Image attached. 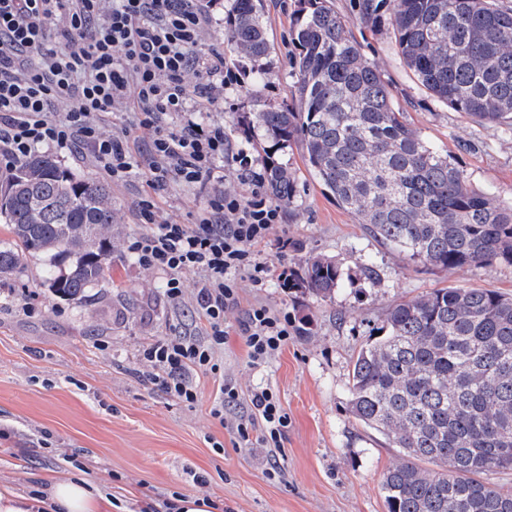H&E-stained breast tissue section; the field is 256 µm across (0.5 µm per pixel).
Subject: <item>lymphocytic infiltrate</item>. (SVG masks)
Listing matches in <instances>:
<instances>
[{
	"mask_svg": "<svg viewBox=\"0 0 512 512\" xmlns=\"http://www.w3.org/2000/svg\"><path fill=\"white\" fill-rule=\"evenodd\" d=\"M211 23L197 0H112L108 9L103 0H0V168L12 169L43 148L70 155L85 150L103 177L122 183L138 165L131 139L140 130L152 135L138 202L149 230L127 250L141 266L166 274L172 301L184 298V275L197 274L204 325L199 334L147 345L145 380L190 404L199 395L191 371L219 369L216 355L230 332L225 314L239 303L235 273L250 272L262 285L268 268L259 249L283 220L251 153L234 147L223 122L202 115L206 108L223 111L225 88L239 80L220 49L206 42ZM56 38L64 50L52 47ZM190 73L200 85L187 83ZM123 111L130 114L125 128L105 132L104 114ZM224 160L241 172L247 195L213 192ZM171 183L209 191L196 223H157L156 195ZM296 332L287 313L260 302L237 329L256 366ZM234 426L242 447L272 456L288 417L272 390L256 388Z\"/></svg>",
	"mask_w": 512,
	"mask_h": 512,
	"instance_id": "lymphocytic-infiltrate-1",
	"label": "lymphocytic infiltrate"
}]
</instances>
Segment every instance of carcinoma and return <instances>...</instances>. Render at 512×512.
Wrapping results in <instances>:
<instances>
[{"instance_id":"cac0c4a2","label":"carcinoma","mask_w":512,"mask_h":512,"mask_svg":"<svg viewBox=\"0 0 512 512\" xmlns=\"http://www.w3.org/2000/svg\"><path fill=\"white\" fill-rule=\"evenodd\" d=\"M291 105L268 103L253 124L280 149L297 142L314 178L359 223L411 262L439 269L512 264V203L473 190L448 154L395 106L390 85L348 33L333 0H298ZM369 25L381 5L358 0ZM406 66L440 102L484 123H512V7L496 0H389ZM224 43L265 78L261 0H234ZM273 200L295 197L288 165L268 161ZM0 278L44 257L49 289L81 301L112 264L120 223L108 186L51 154L19 160L0 186ZM343 282L311 256L301 287L326 299ZM349 410L403 456L383 477L386 512H512V493L484 476L512 470V298L437 288L388 309L353 360Z\"/></svg>"}]
</instances>
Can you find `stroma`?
<instances>
[{
	"label": "stroma",
	"instance_id": "1",
	"mask_svg": "<svg viewBox=\"0 0 512 512\" xmlns=\"http://www.w3.org/2000/svg\"><path fill=\"white\" fill-rule=\"evenodd\" d=\"M350 20V36L378 66L396 104L420 136L447 150L471 186L512 203V134L438 102L398 54L388 9L375 25L356 21L354 0H334ZM269 69L256 83L248 61L225 52L224 63L241 71L224 92L219 113L233 144L247 147L258 165L285 162L298 185L283 221L271 230L261 258L264 287L249 272L236 274L239 305L227 312L237 325L261 302L288 312L299 332L267 363L252 365L240 336H229L219 354L221 376L198 374L200 394L188 405L155 390L143 373L144 346L154 340L198 333V277L184 278L185 297L166 294L165 274L140 266L127 252L129 238L145 232L135 211L141 172L112 188L122 230L112 244L106 280L85 302L54 296L45 284L42 259H24L0 285V485L21 494L52 476L83 473L103 485L126 512L144 503L196 495L224 512H386L380 492L384 473L400 455L378 433L350 414L349 373L358 351L380 327L392 305L436 288H485L512 297V264L441 270L409 262L392 245L343 210L311 177L297 148L275 149L253 114L268 101L289 104L296 49L290 29L297 0H262ZM159 218L192 224L206 199L196 191L166 187ZM323 255L342 268L346 281L334 299L322 301L286 288L281 271L301 276L309 256ZM375 263L378 277L365 279L361 264ZM39 295L26 312L24 290ZM234 385L235 403L223 419L211 409L219 382ZM270 388L288 415L277 458L261 448H241L232 429L250 392ZM223 444L216 452L215 444ZM278 465L282 478L266 471Z\"/></svg>",
	"mask_w": 512,
	"mask_h": 512
}]
</instances>
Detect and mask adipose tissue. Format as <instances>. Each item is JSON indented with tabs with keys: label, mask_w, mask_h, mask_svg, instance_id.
<instances>
[{
	"label": "adipose tissue",
	"mask_w": 512,
	"mask_h": 512,
	"mask_svg": "<svg viewBox=\"0 0 512 512\" xmlns=\"http://www.w3.org/2000/svg\"><path fill=\"white\" fill-rule=\"evenodd\" d=\"M113 506L111 496L84 476L50 480L41 498L0 488V512H112Z\"/></svg>",
	"instance_id": "obj_1"
}]
</instances>
